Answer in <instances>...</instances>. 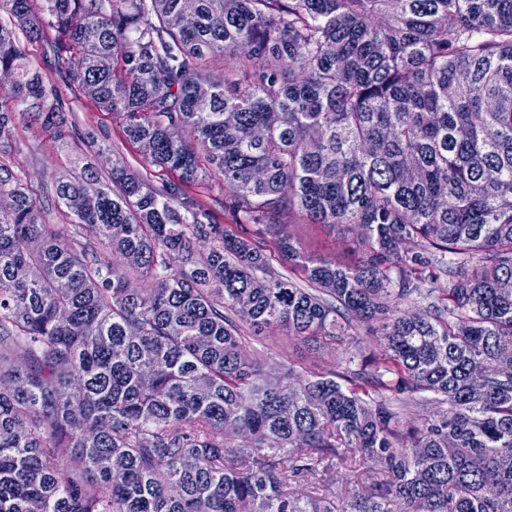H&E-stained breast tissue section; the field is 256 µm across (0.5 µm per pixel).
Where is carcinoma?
<instances>
[{"mask_svg": "<svg viewBox=\"0 0 512 512\" xmlns=\"http://www.w3.org/2000/svg\"><path fill=\"white\" fill-rule=\"evenodd\" d=\"M2 9L0 512H512V0ZM18 27L52 32L60 76L180 183L78 160L45 223L8 163L15 105L71 134ZM206 178L235 223L182 192ZM296 218L366 251L313 259L279 228ZM359 324L379 346L360 369L288 368L282 397L245 351L249 330ZM401 403L441 410L404 430ZM354 457L371 493L288 491Z\"/></svg>", "mask_w": 512, "mask_h": 512, "instance_id": "obj_1", "label": "carcinoma"}]
</instances>
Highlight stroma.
Instances as JSON below:
<instances>
[{"instance_id":"obj_1","label":"stroma","mask_w":512,"mask_h":512,"mask_svg":"<svg viewBox=\"0 0 512 512\" xmlns=\"http://www.w3.org/2000/svg\"><path fill=\"white\" fill-rule=\"evenodd\" d=\"M26 52L30 66L40 72L46 83L56 86L57 102L78 138L76 144L60 147L31 121L28 114L17 113L11 161L15 170L27 175L28 186L36 200H43V191L52 176L70 169L78 156L106 171L111 167L113 154L117 153L129 167L140 171L152 183L169 180V173L151 165L138 146L126 139L119 120L112 113L100 111L92 100L62 80L45 41H28ZM101 140L112 146V154L96 153L92 144ZM288 230L301 249L314 256L349 263L361 253L356 235L337 226L296 223L289 225ZM248 353L265 365L277 363L298 374L312 363L335 372L350 367L343 345L336 343L316 350L301 342L289 341L284 331L275 327L264 335L250 337Z\"/></svg>"}]
</instances>
